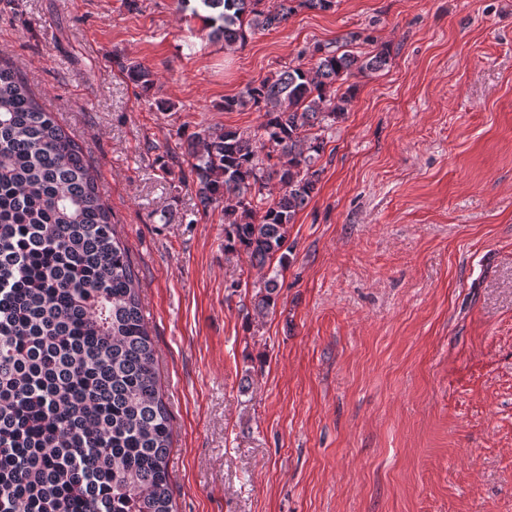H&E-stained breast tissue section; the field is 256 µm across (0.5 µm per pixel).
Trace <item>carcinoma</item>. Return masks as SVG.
Listing matches in <instances>:
<instances>
[{
    "mask_svg": "<svg viewBox=\"0 0 512 512\" xmlns=\"http://www.w3.org/2000/svg\"><path fill=\"white\" fill-rule=\"evenodd\" d=\"M224 47L334 0H199ZM388 49L314 48L274 79L224 99L263 121L207 129L188 150L204 209L224 212V250L264 267L320 181L326 130L348 112L350 79ZM144 89L153 74L127 68ZM278 162H272V159ZM278 194L266 196L271 180ZM128 248L81 146L28 84L0 65V512H176L172 424Z\"/></svg>",
    "mask_w": 512,
    "mask_h": 512,
    "instance_id": "1",
    "label": "carcinoma"
}]
</instances>
